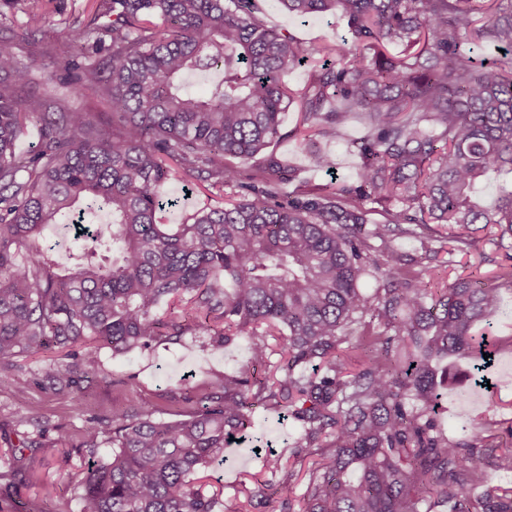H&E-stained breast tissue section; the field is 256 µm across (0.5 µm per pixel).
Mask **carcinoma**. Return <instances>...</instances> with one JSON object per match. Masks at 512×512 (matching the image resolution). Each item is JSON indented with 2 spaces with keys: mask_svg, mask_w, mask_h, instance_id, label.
I'll return each mask as SVG.
<instances>
[{
  "mask_svg": "<svg viewBox=\"0 0 512 512\" xmlns=\"http://www.w3.org/2000/svg\"><path fill=\"white\" fill-rule=\"evenodd\" d=\"M28 2L0 0V17L27 16L20 32L0 24V364L62 352L42 385L66 395L102 374L103 348L125 355L185 336L218 348L245 336L250 348L236 373L184 394L181 418L156 417L131 391L127 408L85 428L79 447L104 438L112 453L80 479L79 512H245L190 477L252 432L256 404L299 424L294 456L324 449L302 512H512V487L489 474L512 468V432L475 420L452 440L436 419L445 359L466 360L485 385L495 337L478 327L512 288V265L489 282L431 277L441 253L476 247V224L512 239V187L491 206L477 198L484 181L512 176V0H279L299 19L336 10L345 20L350 39L308 45L269 27L262 0H101L71 24L66 50L39 56L66 73L69 96L100 99L109 122L22 96L39 56H19L51 23ZM309 59L305 85L289 88L284 72ZM209 69L220 79L187 93L186 78ZM295 103L303 142L339 139L363 119L354 183L284 195L271 146ZM31 124L41 144L25 158L16 141ZM261 152L239 182L230 159ZM178 178L235 184L238 197L159 224L174 204L160 189ZM367 201L384 221L370 220ZM96 211L107 220L60 267L39 244L45 230ZM400 237L420 248L401 250ZM51 429L56 446L71 445L46 424L11 447L13 460Z\"/></svg>",
  "mask_w": 512,
  "mask_h": 512,
  "instance_id": "1",
  "label": "carcinoma"
}]
</instances>
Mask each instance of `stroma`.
<instances>
[{
  "mask_svg": "<svg viewBox=\"0 0 512 512\" xmlns=\"http://www.w3.org/2000/svg\"><path fill=\"white\" fill-rule=\"evenodd\" d=\"M99 2L52 0L53 24L38 34V42L63 41L68 25L74 19L89 18ZM264 8L269 27L291 33L305 44L316 39L333 42L347 33L345 23L329 12L303 21L288 15L278 0H265ZM297 119L296 108H289L282 124L284 136L276 145L277 153L297 170L300 178L322 183L327 181L328 175L309 168L307 152L311 149L330 152L336 159L339 181H354L358 159L349 152L347 143L364 134L363 122L357 118L351 119L344 129L343 142L317 138L305 148L290 135ZM161 194L169 199L170 204L158 211V223L182 224L198 209L223 204L224 200L230 198L232 190L228 187L208 190L194 181L172 180L162 186ZM493 233L494 229L490 226L477 231V252L454 255L452 266L445 271L437 270V277H453L473 270L478 279H491L503 255L502 249L492 241ZM493 321L500 342L494 384L490 389L479 391L467 382L449 386L440 419L449 438L459 439L464 435L458 417L463 409L468 411L470 417L484 418L495 433L505 434L512 427V291L504 292L501 308ZM249 355L247 339H238L220 350L213 348L207 338L198 336L185 337L178 344H160L119 359L113 358L105 350L101 353L104 381L67 396L53 394L39 384L45 369L55 358L54 353L39 352L15 358L12 373L17 386L0 390V486L11 484L19 500L5 505L0 512H78L76 486L82 469L91 458H103L110 453L106 447L93 451L71 449L70 464L66 474L62 475L58 472L60 450L48 437L44 439L42 447L26 450L25 481L13 480V464L8 449L17 444L22 435L36 433L42 421L48 419L70 429L72 433H80L92 425L94 419L125 408L127 395L123 389L113 386L112 381L127 376L132 377L136 390L145 401L156 405L164 417L175 418L188 408L182 397L173 393L178 382H185L190 388L203 387L213 373L234 372L247 362ZM224 455L225 464L214 466L201 480L204 492L219 493L224 500L237 504L252 500L250 512H301L299 495H292L289 504L285 505L280 498H266L257 494L256 483H242V472L259 471L262 465L249 444L231 445L225 449Z\"/></svg>",
  "mask_w": 512,
  "mask_h": 512,
  "instance_id": "35a3bbf8",
  "label": "stroma"
}]
</instances>
